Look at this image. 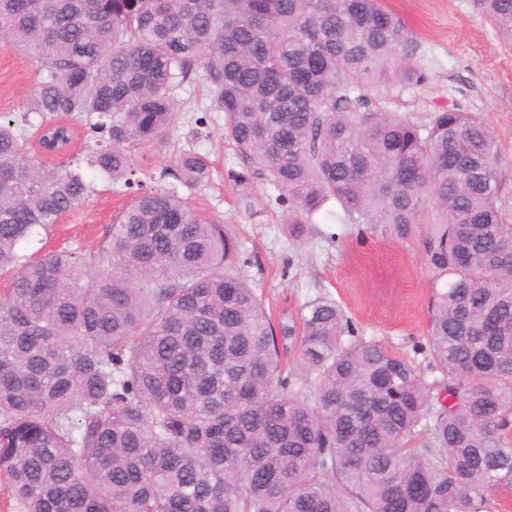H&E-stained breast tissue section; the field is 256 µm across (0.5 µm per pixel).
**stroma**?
Returning a JSON list of instances; mask_svg holds the SVG:
<instances>
[{
    "label": "stroma",
    "mask_w": 512,
    "mask_h": 512,
    "mask_svg": "<svg viewBox=\"0 0 512 512\" xmlns=\"http://www.w3.org/2000/svg\"><path fill=\"white\" fill-rule=\"evenodd\" d=\"M411 32L415 60L426 72L417 90L388 100L389 111L426 122L430 113L458 104L480 113L491 126L499 149L502 180L500 209L512 224V47L505 46L474 0H383ZM40 74L22 53L0 45V114L23 122ZM202 97H178L181 117L161 142L134 151L137 167L157 174L180 151L193 148L209 162L207 183L189 195V206L225 225L241 247L244 272L273 311L297 313L309 301L330 296L340 302L362 336L415 358L421 370L429 359L416 353L428 331L435 275L419 235L397 239L360 232L339 217L318 215L307 235L293 240L280 209L268 206L270 187L256 182L252 208H245L227 179L241 159L224 138L223 115L211 114L198 129ZM126 199L99 180L76 212L66 215L42 237L26 244V253L70 249L82 255L92 272L113 215Z\"/></svg>",
    "instance_id": "obj_1"
}]
</instances>
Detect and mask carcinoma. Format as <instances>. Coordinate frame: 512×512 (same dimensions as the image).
<instances>
[{
	"label": "carcinoma",
	"instance_id": "carcinoma-1",
	"mask_svg": "<svg viewBox=\"0 0 512 512\" xmlns=\"http://www.w3.org/2000/svg\"><path fill=\"white\" fill-rule=\"evenodd\" d=\"M478 3L512 45V0ZM0 41L39 67L25 115L86 119L81 160L129 195L109 271L24 254L91 185L0 116V512H490L512 486L497 143L456 104L422 125L384 110L426 76L382 0H0ZM200 74L244 206L263 180L296 237L330 205L422 231L442 282L420 347L433 379L332 298L272 320L237 240L187 204L207 177L194 151L143 187L132 152Z\"/></svg>",
	"mask_w": 512,
	"mask_h": 512
}]
</instances>
